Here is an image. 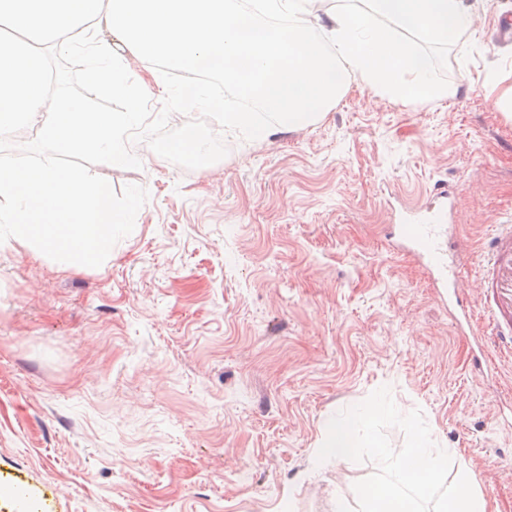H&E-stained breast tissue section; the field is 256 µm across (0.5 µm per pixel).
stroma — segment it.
Instances as JSON below:
<instances>
[{
  "mask_svg": "<svg viewBox=\"0 0 512 512\" xmlns=\"http://www.w3.org/2000/svg\"><path fill=\"white\" fill-rule=\"evenodd\" d=\"M458 43L418 42L455 98L406 100L352 77L315 123L255 142L142 91L128 164L92 165L149 198L96 268L0 244V512H334L374 462L310 461L334 415L389 387L421 409L476 488L512 512V359L471 366L425 267L394 246L403 205L461 194L458 286L480 289L492 225L512 218V85L498 34L512 0H472ZM53 93L127 111L81 53L48 58ZM204 160L173 151L185 127Z\"/></svg>",
  "mask_w": 512,
  "mask_h": 512,
  "instance_id": "1",
  "label": "stroma"
}]
</instances>
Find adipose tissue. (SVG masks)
Masks as SVG:
<instances>
[{
    "instance_id": "ef3b65f1",
    "label": "adipose tissue",
    "mask_w": 512,
    "mask_h": 512,
    "mask_svg": "<svg viewBox=\"0 0 512 512\" xmlns=\"http://www.w3.org/2000/svg\"><path fill=\"white\" fill-rule=\"evenodd\" d=\"M316 2L260 0L265 19L249 25L235 0H0V21L14 32L0 47V138L27 125L57 152L129 163L124 142L142 125L138 100L127 111L102 112L48 90L46 51L80 47L90 57L89 81L115 93L129 90L130 56L210 71L241 90L258 78L260 114L225 111L200 84L157 86L160 96L218 113L224 135L256 141L308 126L353 75L402 98L450 95L398 33L454 42L471 27L470 0H343L328 16V54L312 38Z\"/></svg>"
}]
</instances>
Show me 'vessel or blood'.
<instances>
[{"label": "vessel or blood", "instance_id": "1", "mask_svg": "<svg viewBox=\"0 0 512 512\" xmlns=\"http://www.w3.org/2000/svg\"><path fill=\"white\" fill-rule=\"evenodd\" d=\"M458 194L439 188L437 203L427 214L410 210L398 227L400 241L420 256L430 267L437 288L448 299V308L459 333L468 336L471 347L484 351L486 338L477 331L475 308H482L500 346L512 349V224L497 225L487 245L481 271V295L471 304L457 286L455 269L448 259L455 246L448 237L451 211Z\"/></svg>", "mask_w": 512, "mask_h": 512}]
</instances>
